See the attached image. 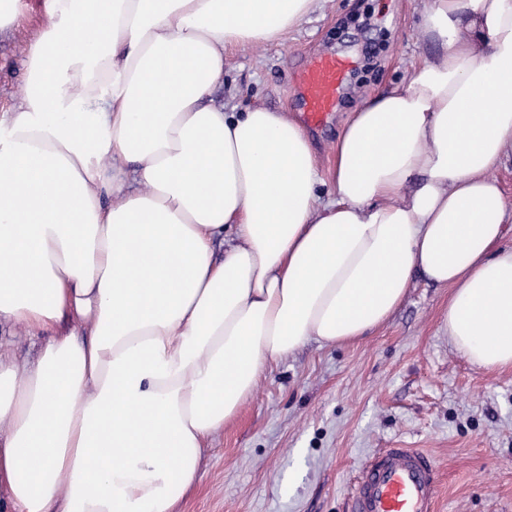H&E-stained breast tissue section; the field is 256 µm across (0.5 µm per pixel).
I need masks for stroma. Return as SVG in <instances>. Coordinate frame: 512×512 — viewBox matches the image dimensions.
<instances>
[{"instance_id":"35a3bbf8","label":"stroma","mask_w":512,"mask_h":512,"mask_svg":"<svg viewBox=\"0 0 512 512\" xmlns=\"http://www.w3.org/2000/svg\"><path fill=\"white\" fill-rule=\"evenodd\" d=\"M44 0H23L20 27L0 33V103L25 80ZM423 0H326L280 45L248 47L224 65L213 99L298 116L293 81L318 53L355 58L327 124L311 131L329 193L336 141L351 113L439 53L423 41ZM448 291L417 279L388 322L359 342L311 341L268 366L239 414L201 456L178 512H348L362 461L418 448L440 473L439 512H512V369L473 367L448 342Z\"/></svg>"}]
</instances>
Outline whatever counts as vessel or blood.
I'll return each mask as SVG.
<instances>
[{
    "mask_svg": "<svg viewBox=\"0 0 512 512\" xmlns=\"http://www.w3.org/2000/svg\"><path fill=\"white\" fill-rule=\"evenodd\" d=\"M354 60L343 54H321L295 81L306 123L326 124L344 92ZM437 468L417 448H385L362 464L349 491L350 512H436Z\"/></svg>",
    "mask_w": 512,
    "mask_h": 512,
    "instance_id": "1",
    "label": "vessel or blood"
}]
</instances>
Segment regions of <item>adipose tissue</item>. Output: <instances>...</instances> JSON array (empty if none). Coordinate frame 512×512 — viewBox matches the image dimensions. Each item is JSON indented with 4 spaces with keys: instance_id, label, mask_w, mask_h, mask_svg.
I'll return each mask as SVG.
<instances>
[{
    "instance_id": "adipose-tissue-1",
    "label": "adipose tissue",
    "mask_w": 512,
    "mask_h": 512,
    "mask_svg": "<svg viewBox=\"0 0 512 512\" xmlns=\"http://www.w3.org/2000/svg\"><path fill=\"white\" fill-rule=\"evenodd\" d=\"M320 2L46 0L0 114V512H177L268 365L418 274L452 347L512 368V0H424L441 51L352 113L326 197L287 112L211 99Z\"/></svg>"
}]
</instances>
